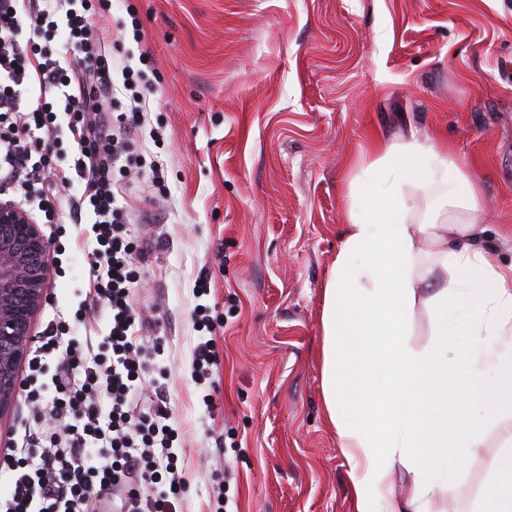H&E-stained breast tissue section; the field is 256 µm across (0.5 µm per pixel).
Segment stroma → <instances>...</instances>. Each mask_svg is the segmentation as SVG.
Here are the masks:
<instances>
[{
    "label": "stroma",
    "instance_id": "1",
    "mask_svg": "<svg viewBox=\"0 0 512 512\" xmlns=\"http://www.w3.org/2000/svg\"><path fill=\"white\" fill-rule=\"evenodd\" d=\"M94 23L147 100L123 205L147 238L132 302L180 427L177 512H352L320 357L347 179L368 132L429 139L480 186L487 237L512 225V0H105ZM42 231L58 271L34 335L81 310L76 338L99 344L85 226ZM202 276L220 366L198 383ZM511 437L508 414L483 428L438 512H470Z\"/></svg>",
    "mask_w": 512,
    "mask_h": 512
}]
</instances>
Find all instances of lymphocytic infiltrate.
<instances>
[{
	"label": "lymphocytic infiltrate",
	"mask_w": 512,
	"mask_h": 512,
	"mask_svg": "<svg viewBox=\"0 0 512 512\" xmlns=\"http://www.w3.org/2000/svg\"><path fill=\"white\" fill-rule=\"evenodd\" d=\"M91 10V0H0V196L38 207L49 224L90 223V285L109 310L97 349L72 339L60 317L29 360L50 380L23 386L29 422L21 445L0 454L11 480L0 512H96L107 489L121 493L120 512H165L186 487L165 390L155 389L148 412L138 410L152 366L131 299L141 242L123 218L113 172L126 148L119 133L139 125L142 99L113 112L117 87ZM64 128L75 148L63 165L54 147ZM75 184L78 194L58 205ZM208 311L199 304L191 313L203 334L197 375L220 362Z\"/></svg>",
	"instance_id": "obj_1"
}]
</instances>
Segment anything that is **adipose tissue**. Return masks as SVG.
<instances>
[{"mask_svg":"<svg viewBox=\"0 0 512 512\" xmlns=\"http://www.w3.org/2000/svg\"><path fill=\"white\" fill-rule=\"evenodd\" d=\"M322 289L323 407L349 466L353 512H436L455 493L463 429L512 408V263L495 265L481 192L434 143L372 133ZM433 342L411 345L416 306ZM412 478L397 498L390 476ZM477 512H512V451Z\"/></svg>","mask_w":512,"mask_h":512,"instance_id":"adipose-tissue-1","label":"adipose tissue"}]
</instances>
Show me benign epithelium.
Listing matches in <instances>:
<instances>
[{
	"label": "benign epithelium",
	"instance_id": "benign-epithelium-1",
	"mask_svg": "<svg viewBox=\"0 0 512 512\" xmlns=\"http://www.w3.org/2000/svg\"><path fill=\"white\" fill-rule=\"evenodd\" d=\"M49 248L28 212L0 201V416L20 390L34 319L48 297Z\"/></svg>",
	"mask_w": 512,
	"mask_h": 512
}]
</instances>
